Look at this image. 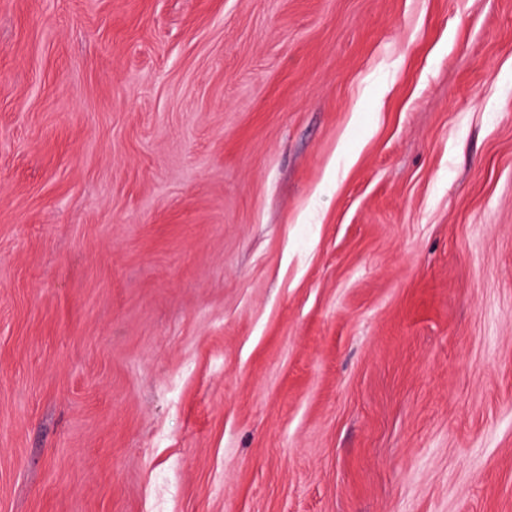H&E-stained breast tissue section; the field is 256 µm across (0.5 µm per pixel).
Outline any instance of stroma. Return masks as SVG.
Listing matches in <instances>:
<instances>
[{"label":"stroma","instance_id":"obj_1","mask_svg":"<svg viewBox=\"0 0 512 512\" xmlns=\"http://www.w3.org/2000/svg\"><path fill=\"white\" fill-rule=\"evenodd\" d=\"M0 512H512V0H0Z\"/></svg>","mask_w":512,"mask_h":512}]
</instances>
